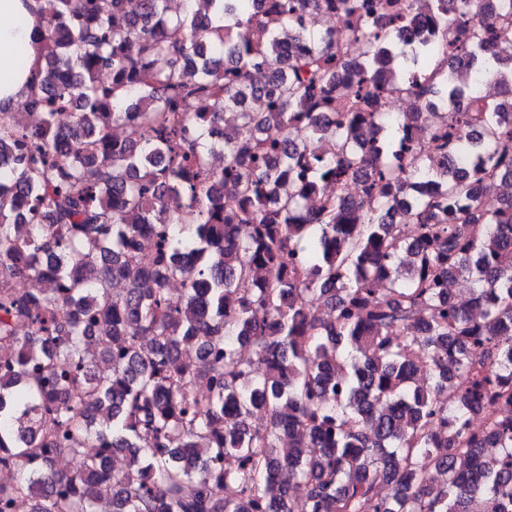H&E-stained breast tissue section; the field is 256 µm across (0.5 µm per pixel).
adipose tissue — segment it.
<instances>
[{
  "label": "adipose tissue",
  "instance_id": "ef3b65f1",
  "mask_svg": "<svg viewBox=\"0 0 512 512\" xmlns=\"http://www.w3.org/2000/svg\"><path fill=\"white\" fill-rule=\"evenodd\" d=\"M35 0H0V109L22 101L30 85V70L39 63L34 32L39 19L34 12ZM25 17V26H18V17ZM25 51L26 69H18L15 56Z\"/></svg>",
  "mask_w": 512,
  "mask_h": 512
}]
</instances>
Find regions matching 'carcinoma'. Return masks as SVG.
Listing matches in <instances>:
<instances>
[{
  "label": "carcinoma",
  "mask_w": 512,
  "mask_h": 512,
  "mask_svg": "<svg viewBox=\"0 0 512 512\" xmlns=\"http://www.w3.org/2000/svg\"><path fill=\"white\" fill-rule=\"evenodd\" d=\"M422 2L402 61L414 0H37L38 124L0 114V512H503L512 194L477 186L512 179V0Z\"/></svg>",
  "instance_id": "cac0c4a2"
}]
</instances>
